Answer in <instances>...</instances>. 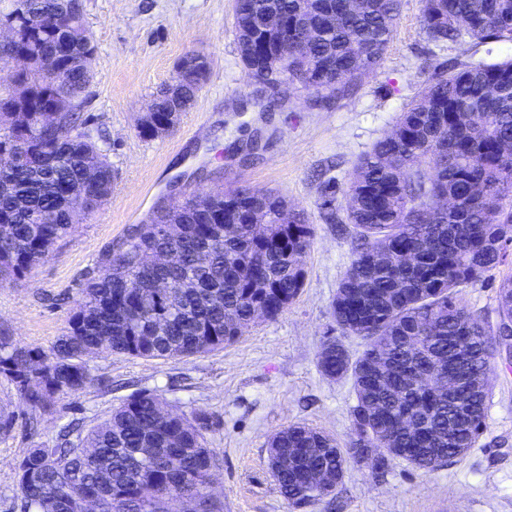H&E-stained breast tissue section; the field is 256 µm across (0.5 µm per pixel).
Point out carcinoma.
Segmentation results:
<instances>
[{
	"instance_id": "1",
	"label": "carcinoma",
	"mask_w": 512,
	"mask_h": 512,
	"mask_svg": "<svg viewBox=\"0 0 512 512\" xmlns=\"http://www.w3.org/2000/svg\"><path fill=\"white\" fill-rule=\"evenodd\" d=\"M42 10L45 28L18 37L30 68L18 73L29 101L0 87V275L27 272L112 189L108 161L86 178L100 148L81 112L55 126L47 99L81 92L68 65L88 28L80 0H11ZM239 58L264 100L297 85L329 104L382 61L399 0H237ZM276 15L283 28L269 30ZM423 29L437 47L470 40L512 42V0H423ZM55 78L37 67L54 46ZM351 257L331 303L338 336L318 357L321 373L351 380L352 437L342 448L302 424L269 440L268 459L293 508L331 497L349 464L382 473L402 460L430 474L463 458L484 429L495 340L457 294L482 285L512 247V58L433 67L392 131L363 155L344 190ZM311 225L279 194L242 185L159 209L135 228L84 283L67 333L49 352L0 335V375L32 412L54 411V395L94 382L92 350L150 359L222 349L258 320L276 319L304 284ZM176 250L181 265H148L147 252ZM170 284L168 288L158 283ZM498 335L512 327V277L497 288ZM360 341L353 354L340 336ZM219 420L165 408L143 390L59 441L37 443L16 463L22 512H74L98 493L100 512H223L209 495L221 460L208 435Z\"/></svg>"
}]
</instances>
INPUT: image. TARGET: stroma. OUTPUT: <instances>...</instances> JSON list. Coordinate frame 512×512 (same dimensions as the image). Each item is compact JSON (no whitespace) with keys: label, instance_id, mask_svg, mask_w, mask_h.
I'll return each instance as SVG.
<instances>
[{"label":"stroma","instance_id":"stroma-1","mask_svg":"<svg viewBox=\"0 0 512 512\" xmlns=\"http://www.w3.org/2000/svg\"><path fill=\"white\" fill-rule=\"evenodd\" d=\"M233 4L84 0L97 54L82 113L89 118L86 132L112 166V192L25 278H0V330L22 346L49 350L66 332L86 279L169 196L241 184L281 193L311 224L304 286L276 319L252 325L224 349L170 360L116 353L90 358L94 374L111 378V390L93 384L58 396L55 413L41 419L34 438L24 429L27 409L0 376V411L16 417L11 436L0 439V512H21L15 465L34 441L52 443L73 417L93 424L143 389L157 391L180 411L203 410L219 419L211 446L221 459L214 495L224 512H294L268 464L274 432L299 423L349 444L351 382L325 377L317 363L333 324L330 304L350 262V237L325 219L327 210H344L343 198L332 191L346 186L356 160L416 95L425 56L447 65L496 61L512 57V43L436 49L422 30L421 0H401L384 59L361 84L328 107L289 87L283 108L265 112L252 98L238 55ZM190 51L212 59L192 107L172 135L141 138L137 115ZM326 199L331 208H323ZM510 275L512 256L490 272L488 284L464 289L458 299L495 324L496 289ZM489 377L485 432L455 464L425 475L395 461L381 480L352 467L334 499L305 512H512V341L498 346Z\"/></svg>","mask_w":512,"mask_h":512}]
</instances>
